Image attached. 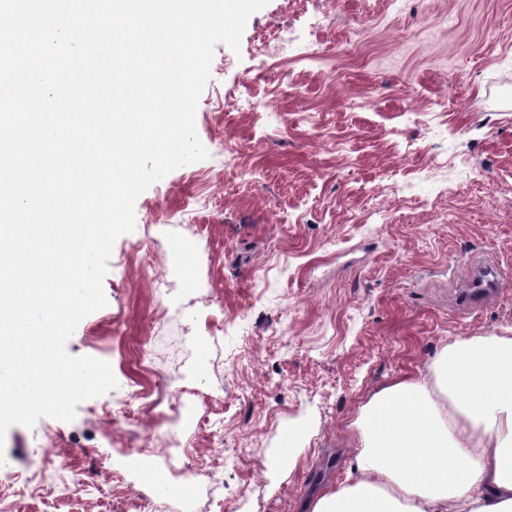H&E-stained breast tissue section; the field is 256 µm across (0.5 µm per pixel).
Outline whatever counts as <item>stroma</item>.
Instances as JSON below:
<instances>
[{"label":"stroma","instance_id":"stroma-1","mask_svg":"<svg viewBox=\"0 0 512 512\" xmlns=\"http://www.w3.org/2000/svg\"><path fill=\"white\" fill-rule=\"evenodd\" d=\"M287 81L298 91L279 98ZM195 126L207 158L138 197L106 304L67 342L108 362L116 388L0 441L14 471L35 470L51 434L71 463L15 491L13 512H147L166 476L159 448L122 419L104 436L93 414L144 384L213 397L188 477L217 476L222 493L199 512H303L346 482L373 393L427 376L456 339L512 331V286L452 302L474 260L512 276V0H269L239 51L216 45ZM454 160L491 190L460 193ZM151 259L165 265L162 304L136 276ZM167 307L201 355L169 345L182 323L163 321ZM150 325L147 368L130 349ZM101 460L124 485L73 502L64 482Z\"/></svg>","mask_w":512,"mask_h":512}]
</instances>
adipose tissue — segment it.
Returning a JSON list of instances; mask_svg holds the SVG:
<instances>
[{
    "label": "adipose tissue",
    "mask_w": 512,
    "mask_h": 512,
    "mask_svg": "<svg viewBox=\"0 0 512 512\" xmlns=\"http://www.w3.org/2000/svg\"><path fill=\"white\" fill-rule=\"evenodd\" d=\"M429 370L362 407L357 479L308 512H512V336L457 340Z\"/></svg>",
    "instance_id": "obj_1"
}]
</instances>
